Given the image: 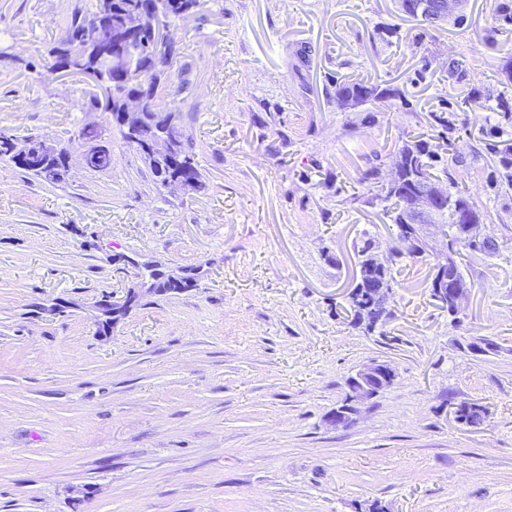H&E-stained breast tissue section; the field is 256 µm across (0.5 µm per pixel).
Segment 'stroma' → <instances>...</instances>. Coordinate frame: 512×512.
<instances>
[{
	"mask_svg": "<svg viewBox=\"0 0 512 512\" xmlns=\"http://www.w3.org/2000/svg\"><path fill=\"white\" fill-rule=\"evenodd\" d=\"M467 0L428 27L398 0H205L161 79L204 186L157 185L79 75L47 67L91 0H0V129L65 147L64 181L0 162V512H512V26ZM381 98L339 106L337 84ZM452 125L432 129L431 113ZM112 155L91 171V143ZM429 143L479 209L458 319L405 259L393 317L353 329L358 250L387 252V180ZM195 272L150 290L138 264ZM125 304L109 327L100 307ZM394 383L331 425L352 376ZM483 405L477 426L457 404Z\"/></svg>",
	"mask_w": 512,
	"mask_h": 512,
	"instance_id": "35a3bbf8",
	"label": "stroma"
}]
</instances>
